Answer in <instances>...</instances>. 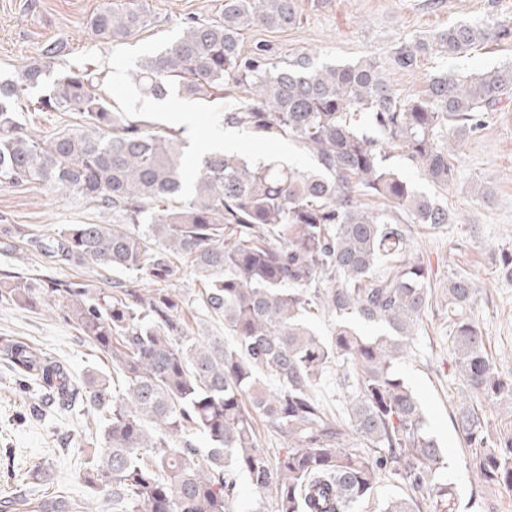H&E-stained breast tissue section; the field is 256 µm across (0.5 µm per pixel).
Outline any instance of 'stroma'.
Instances as JSON below:
<instances>
[{"mask_svg": "<svg viewBox=\"0 0 512 512\" xmlns=\"http://www.w3.org/2000/svg\"><path fill=\"white\" fill-rule=\"evenodd\" d=\"M124 0H0V80L18 79L24 67L41 60L48 46L61 51L48 70L50 76L90 65L96 73L97 93L157 130L170 133L184 145L183 163L194 173L199 159L215 142L232 135L236 152L272 162L307 168L313 160L295 142L265 139L228 128L224 113L228 98H187L171 93L159 108H140L141 94L131 82L140 59L161 52L188 22L218 19L222 0H149L151 23L126 39L112 42L94 35L89 19L105 4ZM299 25L287 30L255 27L243 35V50L264 47L277 59L310 54L317 65L345 64L365 55L386 56L398 40L428 36L461 22L494 15L512 18V0H297ZM512 63V41L448 62L428 56L413 72H393L401 94L421 95L429 75L447 68L463 73ZM455 153V187L439 195L455 209L459 223L429 231L413 226V242L429 269L430 285L442 290L451 273L466 274L478 293L471 308L497 367L512 372V281L498 270L501 254L512 252V96L491 113L486 128L464 141L449 142ZM493 191L482 200L472 189L474 180ZM111 212L85 196L59 191L42 183L20 187L0 185V224H29L50 231L68 224H108ZM184 302L188 334L195 339L223 338V324L214 322L195 301L200 283L191 267L181 268L174 284ZM452 327L428 311L411 350L398 365L401 377L423 404L428 432L442 448L447 467L441 473L455 493L453 512H512V492L481 486L475 476L452 417L462 377L455 365ZM30 341L62 361L71 376L91 371L111 374L110 358L81 341L75 326L57 314L0 306V337ZM37 389L15 392V380L0 360V472L14 468L28 477L21 489L27 498L45 494L87 499L91 490L82 479L84 462L92 451L85 429L91 416L82 406L68 410L46 407ZM11 456H4V449Z\"/></svg>", "mask_w": 512, "mask_h": 512, "instance_id": "35a3bbf8", "label": "stroma"}]
</instances>
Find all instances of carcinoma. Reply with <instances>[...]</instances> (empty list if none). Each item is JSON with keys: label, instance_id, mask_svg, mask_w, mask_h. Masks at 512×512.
<instances>
[{"label": "carcinoma", "instance_id": "obj_1", "mask_svg": "<svg viewBox=\"0 0 512 512\" xmlns=\"http://www.w3.org/2000/svg\"><path fill=\"white\" fill-rule=\"evenodd\" d=\"M150 21L148 7L130 0L95 13L90 29L118 41ZM298 22L295 0H224L222 18L191 22L166 50L141 59L132 81L157 100L174 89L206 97L242 90L224 124L298 143L314 159L309 168L212 152L188 186L180 142L96 94L94 70H70L35 99L28 92L42 83L44 66L0 81V184L42 182L112 210L110 224L52 232L0 224V249L24 245L43 267L88 264L102 279L132 276L105 293L78 278L0 275V305L39 311L53 299L112 359V384L93 376L80 385L38 347L0 340V357L47 401L81 403L104 418L83 479L106 512H235L242 476L275 500L276 512H356L386 471L404 494L382 512H421L426 497L435 512H448L451 492L438 481L445 457L396 372L433 307L452 325L465 381L453 419L470 466L482 483L512 491V435H495L471 404L512 398V373L498 370L470 316L478 288L456 272L434 296L427 267L410 253L411 225L437 230L460 218L389 164L395 153L439 190L454 188L448 138L480 131L512 95V65L443 70L414 97L391 74L415 71L432 52L457 59L509 41L512 20L455 23L401 41L384 58L341 65L319 67L307 53L282 61L243 52L245 31ZM27 106L78 114L82 125L48 137L28 132L17 121ZM186 263L202 284L201 310L232 342H174L187 325L168 285ZM319 310L336 319L326 341L307 324ZM358 323L381 334L367 336ZM333 361L336 384L350 390L337 414L317 395ZM256 415L281 441L274 462L259 443ZM29 512L93 510L41 498Z\"/></svg>", "mask_w": 512, "mask_h": 512}]
</instances>
